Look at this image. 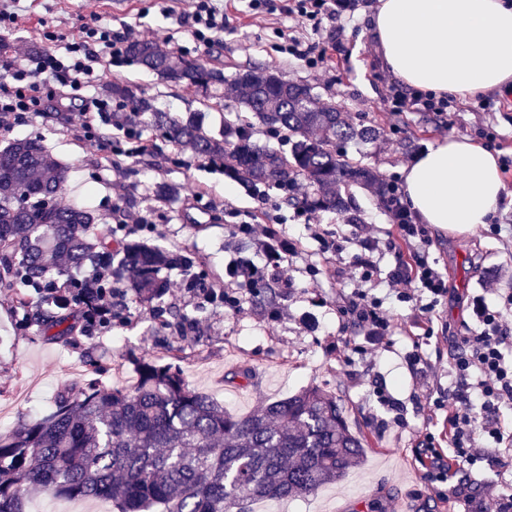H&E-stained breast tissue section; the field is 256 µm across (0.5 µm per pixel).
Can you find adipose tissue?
<instances>
[{
	"label": "adipose tissue",
	"instance_id": "adipose-tissue-1",
	"mask_svg": "<svg viewBox=\"0 0 512 512\" xmlns=\"http://www.w3.org/2000/svg\"><path fill=\"white\" fill-rule=\"evenodd\" d=\"M367 32L414 92L466 99L512 85V0H378ZM402 176L419 222L451 233L484 226L504 200L497 154L464 136L437 141Z\"/></svg>",
	"mask_w": 512,
	"mask_h": 512
}]
</instances>
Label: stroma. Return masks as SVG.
Here are the masks:
<instances>
[{"label": "stroma", "mask_w": 512, "mask_h": 512, "mask_svg": "<svg viewBox=\"0 0 512 512\" xmlns=\"http://www.w3.org/2000/svg\"><path fill=\"white\" fill-rule=\"evenodd\" d=\"M376 4L377 0H366L357 6L345 30L344 52H335L324 42L314 44V53L324 56L318 68L278 51L276 32L288 28L287 18L250 15L243 0H221L224 30L207 47L193 37L177 0H99L98 11L113 30L138 27L143 38L162 41L174 55L222 64L225 75L240 68L265 67L311 86L317 105L338 107L355 126L380 129L376 141L350 142L345 151L389 180L440 139L466 136L484 142L485 116L476 98L457 100L440 116L388 112L389 86L395 78L381 68L376 45L367 37ZM24 7L21 21L9 34V49L0 53V75L13 65L35 66L39 57L30 48L42 45L49 28L64 33V41L55 46L56 54L64 55L67 40L79 36L85 22L84 0H26ZM115 79L136 83L162 112L185 116L200 107L194 89L167 82L132 61L103 73L99 91H106ZM138 127L147 150L136 158L86 149L56 112L33 124H18L12 136L41 139L69 169L59 204L90 195L92 209L107 225L112 222V208L136 210L144 195H154L156 186H180L177 196L157 197L150 223L133 238L190 253L211 288L223 287L224 265L230 258L263 260L253 242L230 234L225 208L256 215L263 208L262 197L276 200L284 218L282 233L299 243V255L288 267L292 285L273 292L240 288V310L233 314L219 302L198 303L181 288L176 271L166 272L169 288L152 303L135 300L128 282L122 281L115 285L110 325L92 333L79 330L62 341L47 340L26 323L18 303L2 304L0 418L12 427L38 419L53 408L59 391L75 382L93 379L106 388L132 387L139 366L149 361L176 367L192 388L241 415L317 386L336 396L350 430L364 441V459L343 481L315 495L259 502L254 512H350L354 507L393 512L400 502L409 512H452L453 499L440 497L431 485L412 482L406 466L421 431H431L438 448L448 446L442 435L448 426L446 413L429 408L427 400L454 382L450 364L457 351L455 339L474 325L473 297L484 296L494 306L501 294L512 292V170L503 174L506 196L495 213L496 224L462 235L432 232L430 257L448 277V295L436 308L432 336H425L423 326L417 325L411 304L386 299L391 331L374 353L365 356L355 350L361 341L359 332L343 327L337 313L356 281L337 278L338 260L321 251L298 217L294 200L275 187L262 194L246 190L191 148L157 137L148 120H141ZM105 170L113 182L109 191L97 184ZM353 194L351 214L319 211L316 222L348 234L352 231L348 218L353 215L374 236L397 237L379 197L359 188ZM195 214L201 215V223H187V216ZM181 319L197 325L196 335L183 337L175 331L174 324ZM418 350L424 363L412 360ZM377 385L399 402L400 412L370 400Z\"/></svg>", "instance_id": "obj_1"}]
</instances>
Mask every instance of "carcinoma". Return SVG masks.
Instances as JSON below:
<instances>
[{
    "mask_svg": "<svg viewBox=\"0 0 512 512\" xmlns=\"http://www.w3.org/2000/svg\"><path fill=\"white\" fill-rule=\"evenodd\" d=\"M126 56L195 88L209 109L221 105L223 85L234 86L245 114L216 136L197 112L169 116L156 111L136 84L109 85L113 100L131 106L130 121L151 115L164 139L223 166L228 179L257 191L300 177L311 190L300 204L313 210L348 211L355 187L385 197L369 165L336 149L354 139L374 140L379 128L356 127L336 107L315 106L308 86L256 67L229 79L204 59L173 55L160 41L131 42ZM248 112L288 132L289 151L254 143ZM67 176L68 168L38 140L0 147V288L19 291L38 330L63 340L87 309L80 303L78 312H69L64 298L45 307L21 292L52 286L61 258L80 273L70 278L76 293L106 287L87 279L99 263L118 278L129 276L142 302L162 297L164 270L180 272L185 288L201 286L194 262L179 252L106 233L90 236L95 214L57 203ZM362 454L363 442L350 431L336 397L318 387L239 416L191 388L179 370L146 362L130 389L75 383L58 394L48 414L0 434V512H26L29 486L55 497L110 499L117 512H251L255 501L307 496L343 480Z\"/></svg>",
    "mask_w": 512,
    "mask_h": 512,
    "instance_id": "obj_1",
    "label": "carcinoma"
}]
</instances>
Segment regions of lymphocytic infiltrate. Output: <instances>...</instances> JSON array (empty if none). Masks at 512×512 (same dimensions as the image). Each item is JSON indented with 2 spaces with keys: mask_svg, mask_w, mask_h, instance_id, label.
Instances as JSON below:
<instances>
[{
  "mask_svg": "<svg viewBox=\"0 0 512 512\" xmlns=\"http://www.w3.org/2000/svg\"><path fill=\"white\" fill-rule=\"evenodd\" d=\"M184 18L193 24V36L200 45H210L214 36L224 28V11L216 0H182ZM98 0H86L87 21L80 40L69 43L66 54L56 57L47 54L41 68L24 66L13 68L8 77L0 79V130L13 131L18 123L29 122L49 111L54 102L69 101L77 109L69 113L67 121L79 129L85 146L94 151L105 145L98 131L106 124L123 132L129 147L126 156L144 151L136 126L127 122L125 106L113 103L111 96L97 92L100 76L118 64L124 57L129 40L139 37L132 26L113 31L111 23L97 10ZM253 14L279 13L288 16L293 25L279 46L281 53L298 60H307L309 51L300 29L312 34L326 35L332 49H342L348 16L343 0H247ZM51 71L56 87L42 82V70ZM393 199L389 209L393 224L399 230L398 241H380L372 235L333 233L315 230L323 252L340 255L350 244H358L352 254L351 268L358 272L360 281L368 282L385 274L389 294L398 301L411 302L423 319H430L441 297L448 293V280L436 263L429 260L432 237L426 225L416 223L403 202V193L396 184H389ZM262 223L241 221L232 226L235 236L259 243L264 264L252 261H229L225 267L224 289L215 292L203 290L202 296L211 301L223 299L225 309L238 312L237 289L255 288L262 284L270 271H278L280 287H290L287 269L298 254L296 243L280 233V215L272 209L262 211ZM412 249L411 261H398L388 272H381L379 259L383 252L395 250L397 242ZM512 314V294L503 297L499 307L478 305L477 326L468 335L459 337V350L453 357L451 371L454 385L440 392L433 400L436 409L448 412V450L440 452L433 433H424L421 441L427 457H416V476L427 484L449 482L452 465H460L469 483H478L484 467L501 465L502 451L512 448V435L505 433L494 418L503 403L512 401V360L507 359L503 347L507 339L505 322ZM343 319L362 333L365 343L358 351L369 354L376 342L387 336L390 329L388 312L380 298L357 290L353 299L340 308Z\"/></svg>",
  "mask_w": 512,
  "mask_h": 512,
  "instance_id": "f902f5d3",
  "label": "lymphocytic infiltrate"
}]
</instances>
